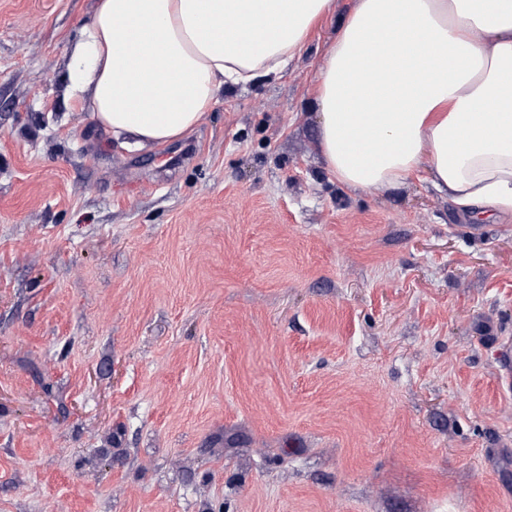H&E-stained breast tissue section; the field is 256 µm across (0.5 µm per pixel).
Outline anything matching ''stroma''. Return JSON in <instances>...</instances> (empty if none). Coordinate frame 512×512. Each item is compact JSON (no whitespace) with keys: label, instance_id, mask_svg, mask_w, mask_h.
<instances>
[{"label":"stroma","instance_id":"stroma-1","mask_svg":"<svg viewBox=\"0 0 512 512\" xmlns=\"http://www.w3.org/2000/svg\"><path fill=\"white\" fill-rule=\"evenodd\" d=\"M94 0H0V512H512V214L318 149L325 21L137 149L65 90Z\"/></svg>","mask_w":512,"mask_h":512}]
</instances>
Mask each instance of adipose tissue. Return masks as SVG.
Wrapping results in <instances>:
<instances>
[{"label": "adipose tissue", "instance_id": "1", "mask_svg": "<svg viewBox=\"0 0 512 512\" xmlns=\"http://www.w3.org/2000/svg\"><path fill=\"white\" fill-rule=\"evenodd\" d=\"M335 0H96L68 89L141 146L196 128L225 83L278 74ZM336 181L428 173L466 212L512 213V0H354L316 76Z\"/></svg>", "mask_w": 512, "mask_h": 512}]
</instances>
